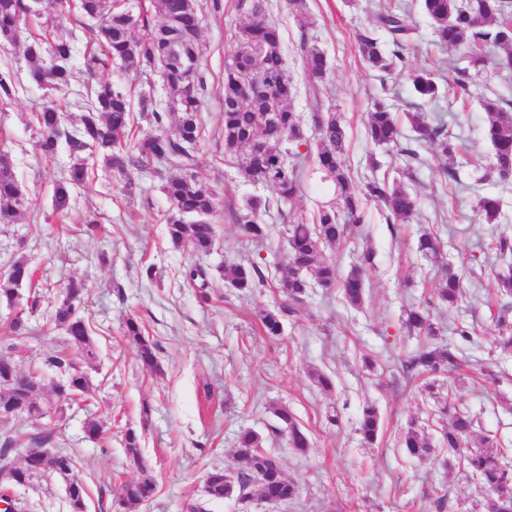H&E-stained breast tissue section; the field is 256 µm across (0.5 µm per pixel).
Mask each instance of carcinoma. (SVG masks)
Here are the masks:
<instances>
[{
	"instance_id": "1",
	"label": "carcinoma",
	"mask_w": 512,
	"mask_h": 512,
	"mask_svg": "<svg viewBox=\"0 0 512 512\" xmlns=\"http://www.w3.org/2000/svg\"><path fill=\"white\" fill-rule=\"evenodd\" d=\"M138 10L129 11V0H80L82 17L100 21L95 40L101 52L84 55V72L92 76L101 67L114 66L134 78H149L154 72L166 70L172 107L158 110L151 96L143 94L139 100L140 119L155 127V133L134 139V117L131 100L121 88L104 83L90 88L81 103L82 114L70 124L67 116L50 104L35 114L40 130L36 148L44 157H55L65 148L74 159L66 174L53 181L51 208L60 220L73 209V192L86 184L89 162H102L112 170L124 174L130 169L153 173L163 180L162 189L169 199L171 210L167 216V235L173 245H188L195 254H208L216 244V228L211 217L216 211L217 195L198 173L194 172V149L200 137L201 117L199 87L196 78L201 66L200 39L202 24L195 0H136ZM439 45L470 49L469 64L478 72L489 61L488 53L500 56L491 63L500 69L512 68V0H421ZM263 7V0H235L236 11L245 17L236 35V51L232 61L224 66V150L245 151L241 162L243 177L249 182H264L275 187L281 200L290 202L301 192L304 169L302 162L288 161V152L282 148L288 142L300 147L307 144L301 117L294 112L291 101L297 88L287 73L278 28L265 20L254 19V8ZM66 12L60 3L52 9L40 0H0V51L11 54L20 43L21 26L33 21L45 28H55L59 17ZM372 28L357 35L362 59L382 73L392 72L403 61L400 51L413 42V29L398 9L378 8L371 14ZM382 31L396 50L387 52L375 31ZM77 35L57 34L48 46L40 39L27 44L24 57L31 79L38 85L55 90L71 84L76 78L74 51ZM296 53L307 74L306 94L319 98L327 74V60L323 51L301 36ZM469 67V68H471ZM469 68L456 71L448 84V96L468 93L471 83ZM414 93L423 99L439 96L441 86L435 70L420 67L408 73ZM481 106L490 116L486 138L493 149L491 171L504 181L512 176V100L484 96ZM272 113V120L265 119ZM407 119L414 140L429 141L440 152L455 158L454 144L442 125H430L423 113L409 112ZM314 137L317 151L314 161L325 179L332 182L336 202L318 210L313 222H298L287 227L288 263L279 269L276 287L285 296L287 304L266 309L260 316L264 333L278 336L282 333L286 314H295L305 302L309 288H338L342 299L354 308L365 301L366 273L373 265L374 252L363 250L359 260L347 274H340L334 260L324 257L327 247H335L353 230L364 224L362 199L383 201L397 221L407 220L416 208V199L410 189L400 182L370 179L358 184L352 178L345 157L346 133L332 109L314 115ZM368 142L374 147L398 148V153L411 159L417 153L410 147H401L404 138L396 113L382 100L371 105L366 127ZM26 193L14 172L11 155L0 153V224H11L23 206ZM268 203L252 197L235 214V220L254 240H264L268 227L259 220L260 212ZM477 210L487 224H495L501 215V200L485 195L477 200ZM418 250L425 257H441L440 245L430 234L418 239ZM220 276L236 291L252 292L266 284V276L259 263L246 260L218 267ZM33 273L28 261L21 256L9 269L0 273V301L9 304L19 298L25 284L31 286ZM184 277L191 286L200 289L203 302L210 300L207 292V274L198 266H188ZM464 274L451 266L442 267V287L438 300L454 305L463 294ZM86 285L71 279L60 292L53 310L54 322L63 328L79 359L65 350H48L41 369L22 370L11 359L10 350L25 325L18 317L0 336V369L12 366L13 383L0 385V410L12 409L16 416L31 420L35 429L27 439L22 463L4 469L0 467V500L12 503L13 512H30L28 504L10 495L15 487L30 485L46 473H54L70 483L68 496L70 512H84L88 491L83 483L73 479L74 456L68 451L42 454L40 448L54 444L53 430L42 426L44 406L40 393L43 376L60 374L67 392L52 389L55 413L63 415L73 405L90 406L92 384L80 363L96 360L95 343L88 320L82 315L81 304ZM512 305L504 304L497 323L500 335L496 347L512 354ZM408 330L424 338L405 361L406 371L426 380L421 391L439 402L433 378L456 367L460 346L443 342L442 328L434 322L429 308L416 306L405 319ZM124 337L136 346L144 367H157L156 345L144 334L139 321L128 318L123 325ZM273 415L288 433V446L299 453L310 447V441L294 415L286 406H277ZM477 420L470 412L454 411L442 429L439 445L454 450L452 460L443 465H458L495 490L496 497L487 503V512H512V471L502 466L503 453L488 437L482 448L468 449L475 434ZM382 428L378 407L366 403L358 420L357 431L365 446L377 442ZM264 439L252 429H242L236 437L235 480H226L221 468L206 474L207 493L212 500L233 496L254 498L264 502H284L298 494V484L285 476L273 454L264 450ZM125 448L137 462L140 476L115 490V499L130 506L152 498L157 492V481L150 467L141 461L140 440L130 430L125 435ZM400 447L411 458L430 459L436 452L426 427L412 421L400 438Z\"/></svg>"
}]
</instances>
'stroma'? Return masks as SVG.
<instances>
[{
	"instance_id": "35a3bbf8",
	"label": "stroma",
	"mask_w": 512,
	"mask_h": 512,
	"mask_svg": "<svg viewBox=\"0 0 512 512\" xmlns=\"http://www.w3.org/2000/svg\"><path fill=\"white\" fill-rule=\"evenodd\" d=\"M221 11H214V3ZM419 0H305L314 24L300 32L287 0H264V12L280 30L286 68L298 87L291 102L304 122L321 107H332L346 131V159L357 182L403 178L417 197L409 221L389 223L378 200L363 203L365 222L339 248L330 251L341 272H348L364 246L375 253L368 273L362 308L348 306L334 288L310 289L303 310L283 320V332L261 331V310L283 303L276 286L277 268L288 261L284 227L297 219L312 220L319 206L334 202V186L309 169L302 195L292 203L279 201L275 188L244 181L241 154L224 150L222 77L232 53L234 31L242 21L233 0H197L201 33L202 133L194 155L198 171L215 190L219 207L213 217L218 238L213 252L193 255L175 247L166 235L170 203L162 182L152 174L129 170L119 176L95 164L86 186L74 191L66 221L50 208L53 180L69 167L66 152L49 160L35 144V114L49 102L80 115L86 92L84 76L71 87L51 92L32 81L22 51L0 54V71L13 73L16 95L0 103V150L8 151L15 173L26 187L28 202L16 223L0 227V269L23 256L43 288L58 291L70 279L85 280L88 290L82 311L92 324L98 358L88 373L95 393L90 409H73L57 425L55 445L75 457L72 476L89 491L87 512H122L112 490L136 479L139 470L124 448V435L140 438L142 459L156 477L158 491L132 512H185L201 498L208 471L235 467L238 430L250 427L265 439L284 474L300 485L296 499L277 507L253 500L208 502L209 512H486L491 494L462 470H447L440 460L421 462L406 455L399 438L410 420L430 432L442 426L433 417L432 399L420 393V380L403 364L418 345L404 325L409 308L430 304L443 327V340H456L459 327L475 328L476 342L461 346L463 364L447 379L460 407L479 420L477 437L499 441L512 459V356L494 349L500 313L497 277L512 270L494 259L495 241L512 236V184L491 173L492 146L484 136L487 114L480 96L512 99V70L488 67L471 85L468 102L416 97L406 71L383 75L359 56L356 35L367 26L373 4H411L407 16L414 42L404 52L408 68L453 60L466 66V49H444L435 42ZM316 43L327 57L328 71L321 100L304 91L305 71L295 45L301 36ZM448 70L439 72L447 84ZM386 99L394 112L426 113L444 123L461 148L455 161L440 155L433 144L418 143L419 156L405 161L397 150L375 148L365 136L373 98ZM454 164L458 183L442 169ZM133 193H125L126 182ZM502 200L498 223H484L476 210L479 196ZM266 200L260 215L268 239L256 243L234 219L247 198ZM99 223L88 231L87 220ZM441 243L442 261L466 270L462 298L446 306L437 299L440 265L417 250L423 232ZM251 258L259 262L267 283L251 293L225 284L218 267ZM205 269L211 299L202 302L184 279L188 264ZM155 279H147L146 268ZM52 304L42 301L36 313L26 303H0V331L23 316L33 333L19 341L14 359L21 367L38 366L47 345L63 346L65 333L50 321ZM136 318L156 344L158 370L145 369L122 326ZM329 376L333 389L323 392L311 372ZM377 405L382 434L374 446H363L356 433L365 403ZM284 405L310 439L306 453L289 448L275 432L273 407ZM338 414L331 426L327 417ZM105 421L104 438L88 439L90 418ZM16 498L33 503L34 512H69L61 482L40 480L15 488Z\"/></svg>"
}]
</instances>
